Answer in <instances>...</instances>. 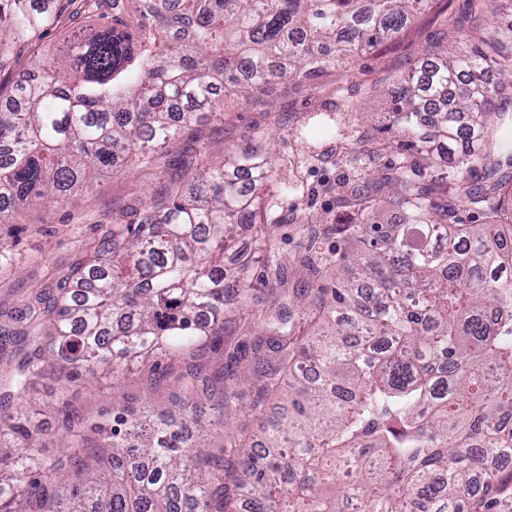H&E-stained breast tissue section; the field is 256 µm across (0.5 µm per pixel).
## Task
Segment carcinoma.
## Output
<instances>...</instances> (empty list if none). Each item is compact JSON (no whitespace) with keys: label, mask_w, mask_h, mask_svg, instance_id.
Masks as SVG:
<instances>
[{"label":"carcinoma","mask_w":512,"mask_h":512,"mask_svg":"<svg viewBox=\"0 0 512 512\" xmlns=\"http://www.w3.org/2000/svg\"><path fill=\"white\" fill-rule=\"evenodd\" d=\"M98 14L56 57L34 60L18 110L0 109V224L19 201L58 200L117 164L149 165L202 112L217 86L249 100L274 83L343 67L401 33L431 0H0V69L15 39L58 21L59 3ZM452 53L438 46L399 82L388 127L406 136L400 163L377 186L343 187L341 231L361 244L338 254L342 285L306 290L300 319L288 307L246 326L250 380L272 361L261 396L284 402L260 433L226 425L238 394L190 357L169 407L112 406L86 417L58 398L72 438L65 464L45 456L29 414L0 401V512H512V141L498 106L512 102V26ZM484 168L473 179L476 166ZM189 171L89 243L92 258L21 315L45 326L14 394L192 352L224 331L242 274L225 251L253 229L267 253L279 222L261 220L271 161L243 151L193 153ZM485 212L467 224L465 210ZM326 257L297 260L320 279ZM241 479L224 482V453Z\"/></svg>","instance_id":"1"}]
</instances>
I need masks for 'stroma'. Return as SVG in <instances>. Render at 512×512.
I'll return each mask as SVG.
<instances>
[{
	"mask_svg": "<svg viewBox=\"0 0 512 512\" xmlns=\"http://www.w3.org/2000/svg\"><path fill=\"white\" fill-rule=\"evenodd\" d=\"M88 22L84 14L70 17L39 39L14 44L10 67L0 70V106L14 103L15 86L35 58L52 53ZM490 27V15L478 12L472 0H432L410 28L346 69L279 85L270 94H255L248 103L233 92L223 93L222 109L203 114L200 123L183 129L149 168L105 173L97 187L76 189L58 203L37 200L16 205L8 223L0 226V242L13 245L19 257L18 268L0 269V333L11 337L0 354V371L13 369L37 333L18 320L30 298L67 275L82 259L84 243L98 238L102 225L111 223L122 208L178 174L188 149L202 147L219 158L229 151L259 148L272 155L278 171L262 194L261 207L264 215L281 221L269 252L284 260L285 283L268 282L262 263L254 262L246 299L227 315L220 344L208 350L209 371L223 374L225 384L235 383L241 359L250 354L248 339L239 328L242 317L263 316L281 287H306L294 259L304 253L309 238H316L325 254L353 247V240L336 231L342 219L338 186L364 182L369 172L397 160L396 153L389 151L372 156L363 143L357 144L356 156L336 154L335 142L325 136V129L346 136L381 122L388 109V89L425 50L444 43L468 49L469 36ZM116 392L135 403L167 402L166 390L149 391L143 372L134 368L86 376L63 387L73 409L87 416L109 405Z\"/></svg>",
	"mask_w": 512,
	"mask_h": 512,
	"instance_id": "obj_1",
	"label": "stroma"
}]
</instances>
